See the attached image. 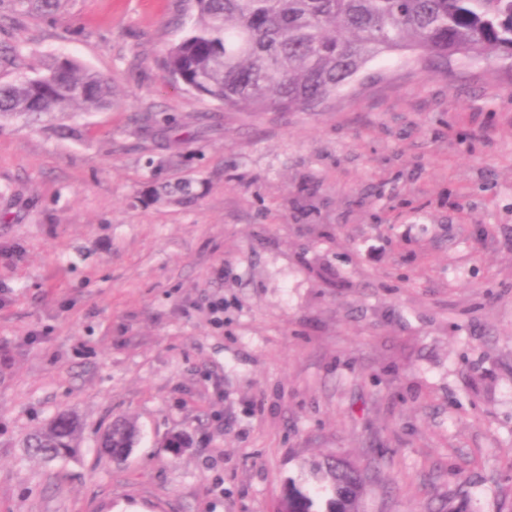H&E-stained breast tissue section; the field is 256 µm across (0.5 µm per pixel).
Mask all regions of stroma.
<instances>
[{"mask_svg": "<svg viewBox=\"0 0 512 512\" xmlns=\"http://www.w3.org/2000/svg\"><path fill=\"white\" fill-rule=\"evenodd\" d=\"M194 15L63 0L0 34V83L69 56L116 99L68 137L0 118V512H324L328 457L364 512H512V67L393 53L324 109L228 112L162 76ZM64 410L77 450L25 456ZM149 198L157 205H187L195 203L199 195L191 190L189 182L167 180L155 183L150 190ZM138 437L135 423L127 418L116 420L106 431L101 441V448L112 458L121 460L133 448ZM316 470L331 496L326 501V511L336 512V503L341 502L345 511H360V502L365 489V475L358 468L339 459L327 461L325 466L316 465Z\"/></svg>", "mask_w": 512, "mask_h": 512, "instance_id": "35a3bbf8", "label": "stroma"}]
</instances>
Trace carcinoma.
<instances>
[{
  "instance_id": "cac0c4a2",
  "label": "carcinoma",
  "mask_w": 512,
  "mask_h": 512,
  "mask_svg": "<svg viewBox=\"0 0 512 512\" xmlns=\"http://www.w3.org/2000/svg\"><path fill=\"white\" fill-rule=\"evenodd\" d=\"M0 30L25 15L50 14L61 0H12ZM191 30L161 60L166 78L235 112H305L328 104L364 67L385 53L443 72L455 60L512 62V0H194ZM113 103L112 78L57 57L43 74L0 84V117H53ZM150 201L187 205L199 195L186 181L153 185ZM76 414L60 413L24 441L49 463L74 450ZM138 437L127 418L112 423L101 448L121 460ZM331 496L360 512L365 475L339 459L316 465Z\"/></svg>"
}]
</instances>
